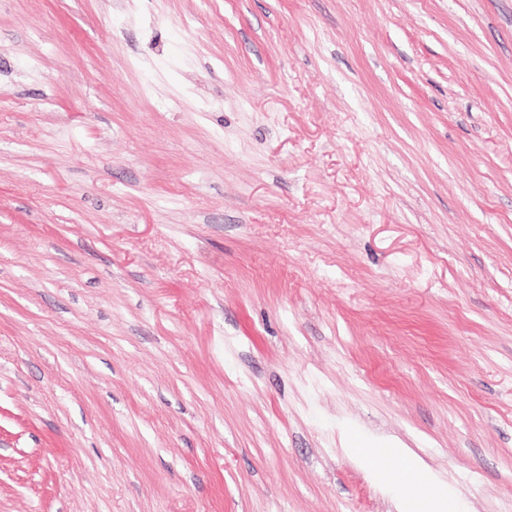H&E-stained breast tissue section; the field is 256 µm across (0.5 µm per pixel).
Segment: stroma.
Here are the masks:
<instances>
[{
	"mask_svg": "<svg viewBox=\"0 0 512 512\" xmlns=\"http://www.w3.org/2000/svg\"><path fill=\"white\" fill-rule=\"evenodd\" d=\"M512 512V0H0V512ZM389 446L382 447L377 446L376 448H370V452L372 455L377 457H384L387 455L388 450L386 448H391L395 455L403 458L405 461V466L401 469L400 477L398 479L397 485L401 486L406 483L405 477H410L411 474L420 476L423 473V470L419 467L416 460L411 457L404 446H402L398 442H390ZM414 488L421 490L428 496L423 499L419 504V512H446L448 510V497L445 496L444 492L437 486L432 485L433 495L431 489L423 486H415Z\"/></svg>",
	"mask_w": 512,
	"mask_h": 512,
	"instance_id": "35a3bbf8",
	"label": "stroma"
}]
</instances>
